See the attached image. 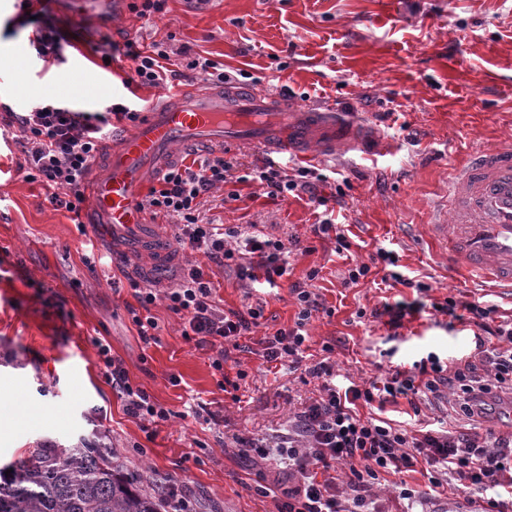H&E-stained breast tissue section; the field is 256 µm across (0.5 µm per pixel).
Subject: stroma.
Returning a JSON list of instances; mask_svg holds the SVG:
<instances>
[{
  "instance_id": "obj_1",
  "label": "stroma",
  "mask_w": 512,
  "mask_h": 512,
  "mask_svg": "<svg viewBox=\"0 0 512 512\" xmlns=\"http://www.w3.org/2000/svg\"><path fill=\"white\" fill-rule=\"evenodd\" d=\"M128 3L112 0L110 12L94 10L76 23L61 0H51L46 19L67 39L58 59L44 61L29 44L35 23H21L14 0H0V108L30 109L38 86L84 112L129 101L145 109L165 99L168 87L128 91L122 80L129 59L104 64L94 47L105 37L142 48L167 35L173 51L223 63L246 84L370 121L383 131L389 153H328L315 167L342 184V197L326 182L315 193L274 200L249 178L272 152L232 150L247 180L214 189L201 215L296 239L288 273L263 288L261 324L238 343L186 340L182 320L160 299L152 308L159 341L147 346L128 313L137 304L128 279L142 277L141 266L126 258L110 262L105 236L82 232L67 211L51 205L46 188L18 172L19 145L0 138V404L54 407L64 416L51 429L0 424V467L46 440L65 446L99 440L116 451L126 472L158 477L193 512H277L288 489L282 464L241 455L232 437L274 438L319 394V380L266 362L257 345L265 333L293 324L291 287L305 282L311 268L320 270L313 287L326 310L307 326L309 353L322 358L323 343H334L339 374L358 383L390 368L387 331L368 312L399 291L384 283L379 266L356 285L343 277L351 261H368L377 248L395 250L400 265L431 285L432 298L480 300L512 316L511 297L450 273L423 233L431 205L466 154L512 139V0H210L202 10L191 0H167L165 12L148 21L130 13ZM321 196L326 206H319ZM327 213L343 222L348 253H337L335 239L311 233ZM173 249L178 260L166 286L191 262L203 266L225 309L246 304L249 289L234 273L181 244ZM474 332L427 307L406 323L398 355L460 357L474 350ZM98 338L122 359L132 384L171 410L168 421L155 425L127 414L103 374ZM217 357L224 360L220 372L212 367ZM240 370L246 380L227 388L226 379ZM404 479L419 491L424 512L487 507L466 492L438 499L424 471ZM260 482L267 494H256Z\"/></svg>"
}]
</instances>
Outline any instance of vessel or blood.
Segmentation results:
<instances>
[{
  "label": "vessel or blood",
  "instance_id": "1",
  "mask_svg": "<svg viewBox=\"0 0 512 512\" xmlns=\"http://www.w3.org/2000/svg\"><path fill=\"white\" fill-rule=\"evenodd\" d=\"M196 142L248 144L312 161L335 150L365 152L384 138L378 128L334 109L233 83L149 106L144 120L95 162L88 221L102 225L118 252L138 257L153 278L163 277L175 257L140 208L143 192L155 171ZM428 234L450 265L512 296V144L483 146L454 169Z\"/></svg>",
  "mask_w": 512,
  "mask_h": 512
}]
</instances>
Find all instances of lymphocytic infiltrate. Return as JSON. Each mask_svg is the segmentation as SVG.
<instances>
[{
	"label": "lymphocytic infiltrate",
	"instance_id": "obj_1",
	"mask_svg": "<svg viewBox=\"0 0 512 512\" xmlns=\"http://www.w3.org/2000/svg\"><path fill=\"white\" fill-rule=\"evenodd\" d=\"M133 62L124 78L125 86L158 87L201 73L220 86L228 76L220 64L201 57L175 59L167 40L153 41L143 50H127ZM140 112L134 104L115 103L102 112H77L58 100L41 95L27 112H8L0 127L15 130L21 147L19 164L31 179L41 180L52 193L50 203L80 222L85 205L83 185L94 161L118 125L136 123ZM236 163L226 155H213L192 164H172L150 188L141 202L151 218L173 220L179 242L203 254L211 262L234 270L252 286L276 285L287 272L288 246L262 231L223 228L203 221L198 212L201 198L220 186L232 183ZM310 169L289 173L287 166L268 162L254 178L271 198L309 191L313 188ZM376 260L387 265L385 281L416 292V300L384 304L372 310L373 318H386L388 340L401 337L405 317L420 312L421 297L428 283L397 270L398 255L381 247ZM319 269H310L307 285L292 287L298 312L294 324L261 337L258 344L266 362L302 365L307 349L306 326L313 315L325 309L318 293L309 286ZM138 302L131 309L132 324L144 344L158 341V323L150 309L157 297H165L169 311L188 325L199 342L215 339L238 342L258 326L264 316L263 301L242 309L224 311L216 288L200 265L185 269L175 287L157 293L151 286L131 281ZM436 311L457 317L459 322L484 332L473 352L459 358L429 353L411 366L396 365L385 375L359 384H337L336 370L329 360L306 368L320 379V395L304 406L288 423V432L275 445L246 436H235L241 454L250 458L278 457L288 472L290 487L279 512H382L373 489L388 477H397L398 499L416 503L417 490L400 476L415 468L425 469L432 487L463 489L480 496L490 495L493 512H512V437L465 434L448 428L413 430L396 424L387 415L399 399L416 403L427 394L448 390L453 412L462 419L479 421L490 415L496 398L512 395V320H501L492 305L453 298L435 303ZM104 375L123 398L127 413L151 423L167 421L170 412L157 405L141 387L132 385L123 361L109 344L96 340ZM368 414H361V407Z\"/></svg>",
	"mask_w": 512,
	"mask_h": 512
}]
</instances>
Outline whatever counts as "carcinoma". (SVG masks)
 Masks as SVG:
<instances>
[{"label": "carcinoma", "mask_w": 512, "mask_h": 512, "mask_svg": "<svg viewBox=\"0 0 512 512\" xmlns=\"http://www.w3.org/2000/svg\"><path fill=\"white\" fill-rule=\"evenodd\" d=\"M140 482L109 446L48 443L0 468V512H161L163 487Z\"/></svg>", "instance_id": "1"}]
</instances>
